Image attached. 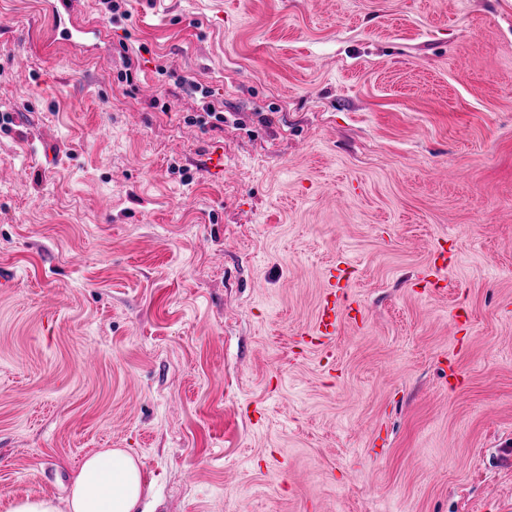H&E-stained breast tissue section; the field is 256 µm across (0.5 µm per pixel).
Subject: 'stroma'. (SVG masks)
<instances>
[{
	"instance_id": "1",
	"label": "stroma",
	"mask_w": 512,
	"mask_h": 512,
	"mask_svg": "<svg viewBox=\"0 0 512 512\" xmlns=\"http://www.w3.org/2000/svg\"><path fill=\"white\" fill-rule=\"evenodd\" d=\"M125 8L0 0V512H512V0ZM325 278L328 288L319 314L318 324L312 334H307L308 336H314V339L323 345L326 343L325 340L329 341L332 336H335L340 311V307L336 303V267L328 269ZM330 296H334V300H330ZM147 492L133 456L112 448L83 459L66 504L68 512H141Z\"/></svg>"
}]
</instances>
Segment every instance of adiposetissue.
Masks as SVG:
<instances>
[{
	"instance_id": "obj_1",
	"label": "adipose tissue",
	"mask_w": 512,
	"mask_h": 512,
	"mask_svg": "<svg viewBox=\"0 0 512 512\" xmlns=\"http://www.w3.org/2000/svg\"><path fill=\"white\" fill-rule=\"evenodd\" d=\"M147 492L133 456L112 448L83 459L66 504L68 512H141Z\"/></svg>"
}]
</instances>
